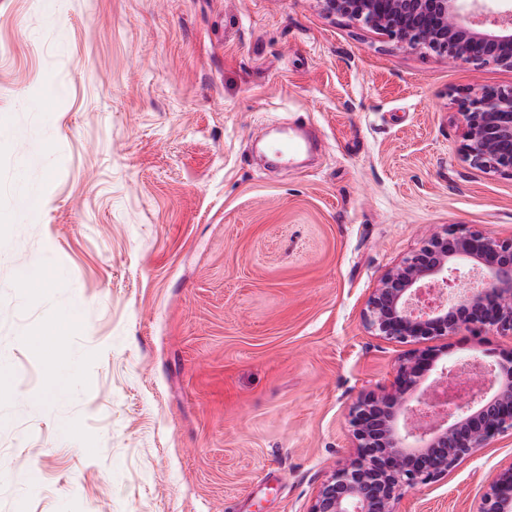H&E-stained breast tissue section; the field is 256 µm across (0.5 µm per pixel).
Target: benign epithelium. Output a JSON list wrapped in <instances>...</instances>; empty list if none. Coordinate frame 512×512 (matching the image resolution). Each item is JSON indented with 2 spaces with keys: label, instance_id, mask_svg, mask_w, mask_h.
Wrapping results in <instances>:
<instances>
[{
  "label": "benign epithelium",
  "instance_id": "obj_1",
  "mask_svg": "<svg viewBox=\"0 0 512 512\" xmlns=\"http://www.w3.org/2000/svg\"><path fill=\"white\" fill-rule=\"evenodd\" d=\"M341 16L387 36L398 46L473 66L512 69V0H319ZM464 158L472 166L512 176V87L463 97ZM448 294L433 301V286ZM377 335L425 343L465 327L512 331V238L453 230L433 234L406 261L389 270L363 313ZM482 394L451 412L428 410L431 386L453 383L462 369L447 350H413L389 390L368 392L350 408L357 456L314 494L307 512H396L397 492L417 489L448 473L473 449L512 430V358L482 362ZM512 467L494 479L479 512H512Z\"/></svg>",
  "mask_w": 512,
  "mask_h": 512
}]
</instances>
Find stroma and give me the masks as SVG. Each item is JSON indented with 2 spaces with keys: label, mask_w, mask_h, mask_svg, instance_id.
Returning a JSON list of instances; mask_svg holds the SVG:
<instances>
[{
  "label": "stroma",
  "mask_w": 512,
  "mask_h": 512,
  "mask_svg": "<svg viewBox=\"0 0 512 512\" xmlns=\"http://www.w3.org/2000/svg\"><path fill=\"white\" fill-rule=\"evenodd\" d=\"M56 8L0 0V512H306L413 349L364 322L383 275L447 229L512 237L456 104L512 69L318 0ZM294 121L316 150L267 167L253 142ZM511 465L508 431L396 510L476 512Z\"/></svg>",
  "instance_id": "obj_1"
}]
</instances>
